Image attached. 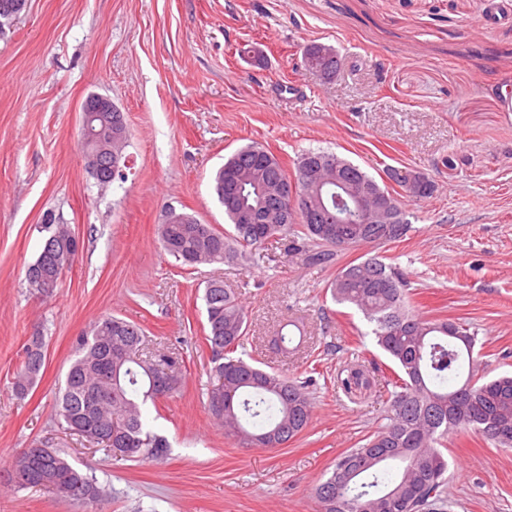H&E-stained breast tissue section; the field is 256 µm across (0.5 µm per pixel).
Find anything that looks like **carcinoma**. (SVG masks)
I'll list each match as a JSON object with an SVG mask.
<instances>
[{
	"instance_id": "cac0c4a2",
	"label": "carcinoma",
	"mask_w": 512,
	"mask_h": 512,
	"mask_svg": "<svg viewBox=\"0 0 512 512\" xmlns=\"http://www.w3.org/2000/svg\"><path fill=\"white\" fill-rule=\"evenodd\" d=\"M321 45L311 44L304 54L315 61L318 73L336 78L339 62L319 55ZM112 118V143L81 147L84 157H96L94 178L105 177L114 159H126L124 149L129 129L121 111L105 112ZM331 159L359 182L364 195L388 198L391 208L377 224H327L336 215V186L327 174L316 181L304 169ZM392 185L369 175L360 166L334 153L305 150L298 155L294 178L270 151L249 144L231 155L214 177V190L224 206L233 231H219L194 216L180 213L159 225L164 250L184 265L213 264L248 259L273 237L288 242V255L301 256L313 265L330 263L336 253L362 246H380L405 237L416 218L414 207L432 195H409L401 174L410 167H396ZM294 182L295 195L274 206L278 190ZM310 201L320 222L307 220L300 203ZM339 229L338 241L328 229ZM68 232L57 224L25 279L51 280L60 284L71 266L68 252L53 250ZM333 297L360 311L372 326L377 345L398 369L397 380L387 390L386 424L365 444L340 455L326 478L314 488L321 512H428L441 500L446 484L448 459L440 450L448 436L473 432L496 448L512 447V376L490 379L480 374L482 362L476 352L477 336L471 324L448 318H425L407 307L409 282L396 267L369 256L344 266L329 284ZM207 320L205 340L215 366L216 383L209 395L220 391L224 408L211 409L224 425V435L243 445L279 448L301 434L310 424L313 401L309 382H299L278 372H268L233 353L244 345L248 332L245 309L220 281L204 291ZM143 333L139 326L112 316L100 318L91 336L76 343L75 360L67 372L55 415L66 429L88 434L104 449L131 460L163 455L164 438L149 430L143 415L147 402L159 396L150 391V376L166 374L176 393L182 383L178 358L159 354L154 359L140 355ZM283 329L271 336V349L282 356L297 351L288 347ZM45 363L43 336L33 334L24 346L23 360L14 373L11 389L18 398L33 389ZM341 380L350 389L375 386V370L362 364L347 367ZM398 464L390 483L383 481V468ZM20 488H37L47 482L58 498L85 501L84 490L102 499L106 490L93 477L76 468L58 448H51L34 469L14 478Z\"/></svg>"
}]
</instances>
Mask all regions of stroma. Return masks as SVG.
Here are the masks:
<instances>
[{"label":"stroma","instance_id":"stroma-1","mask_svg":"<svg viewBox=\"0 0 512 512\" xmlns=\"http://www.w3.org/2000/svg\"><path fill=\"white\" fill-rule=\"evenodd\" d=\"M313 42L336 48L335 79L306 67ZM501 84L512 85V0H27L0 24V512H319L313 486L385 423L382 397L337 383L357 359L393 374L369 323L326 290L364 255L406 275L422 316L469 322L488 376L511 372L512 108ZM92 94L130 130L131 167L105 186L80 150ZM251 143L289 171L301 151L323 150L374 176L422 170L437 191L405 239L330 266L292 262L277 239L249 263L175 261L157 234L167 212L226 228L214 175ZM50 220L82 249L45 298L23 279ZM213 279L247 311L239 356L314 381L311 423L283 447L225 437L208 408ZM103 315L137 324L144 351L182 364V391L147 410L169 442L161 459L113 457L54 414L73 343ZM289 320L304 341L284 358L268 340ZM36 332L46 368L20 400L10 382ZM42 442L92 470L107 496L76 503L15 487L13 462ZM447 446L444 512H512V449L472 433Z\"/></svg>","mask_w":512,"mask_h":512}]
</instances>
